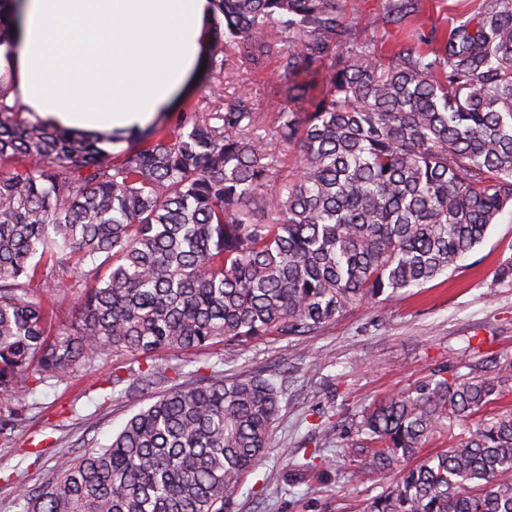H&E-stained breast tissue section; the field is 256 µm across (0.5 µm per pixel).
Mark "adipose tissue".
Returning <instances> with one entry per match:
<instances>
[{
	"label": "adipose tissue",
	"mask_w": 512,
	"mask_h": 512,
	"mask_svg": "<svg viewBox=\"0 0 512 512\" xmlns=\"http://www.w3.org/2000/svg\"><path fill=\"white\" fill-rule=\"evenodd\" d=\"M210 0H21L0 90L34 119L131 136L199 88Z\"/></svg>",
	"instance_id": "ef3b65f1"
}]
</instances>
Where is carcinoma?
I'll return each instance as SVG.
<instances>
[{"mask_svg": "<svg viewBox=\"0 0 512 512\" xmlns=\"http://www.w3.org/2000/svg\"><path fill=\"white\" fill-rule=\"evenodd\" d=\"M211 2L205 79L275 55L279 111L238 96L113 151L110 137L18 120L0 90L1 391L132 353L152 361L132 396L165 374L161 352L301 336L439 278L512 206V0H481L435 51L387 62L354 39L339 0ZM411 6L395 0L369 25ZM290 149L299 170L283 178ZM73 289L74 320L55 332L42 294ZM171 370L110 444L21 491L20 512H226L270 447L284 385ZM511 391L501 355L374 402L357 432L376 444L370 465L390 469ZM24 421L0 411V435ZM370 512H512V412L406 470Z\"/></svg>", "mask_w": 512, "mask_h": 512, "instance_id": "obj_1", "label": "carcinoma"}]
</instances>
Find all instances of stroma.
Returning a JSON list of instances; mask_svg holds the SVG:
<instances>
[{
  "mask_svg": "<svg viewBox=\"0 0 512 512\" xmlns=\"http://www.w3.org/2000/svg\"><path fill=\"white\" fill-rule=\"evenodd\" d=\"M341 2L344 10L356 6L363 13L352 21L357 38L387 57L405 47L437 48L456 14L474 10L480 0H414L407 19L376 29L363 17L385 12L390 0ZM282 73L274 58L258 72L239 64L222 86L201 85L189 102L212 110L242 94L258 111L272 112ZM510 257L512 208L446 276L424 287L354 306L303 336L268 335L235 346L163 353L161 365H178L186 373L209 365L227 377L260 372L286 378L272 446L233 495L230 512H369L373 498L395 485L402 469L350 479L363 461L348 460L340 450L356 441L355 421L374 401L409 390L432 373L464 375L486 369L490 356L512 354V284L497 279L500 262ZM142 365L141 357L129 353L108 354L80 380L50 379L26 392L0 391L1 410L20 401L29 407L25 427L0 436V512H18L19 489L40 485L59 457L77 458L109 443L151 393L165 390L161 382L151 392L128 397L113 386L117 376L131 382ZM333 422L341 424V434L312 458L315 432ZM34 440L44 448L38 458L29 452Z\"/></svg>",
  "mask_w": 512,
  "mask_h": 512,
  "instance_id": "obj_1",
  "label": "stroma"
}]
</instances>
